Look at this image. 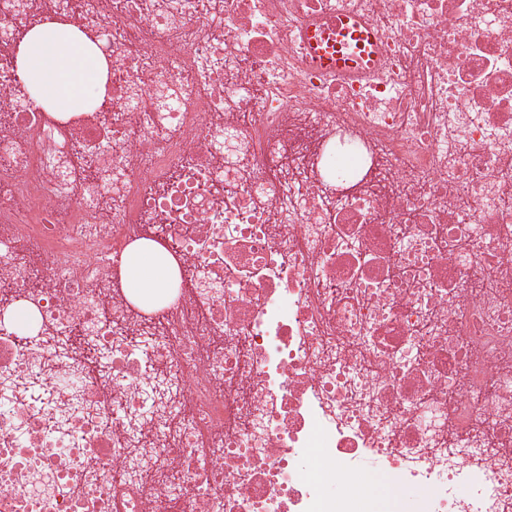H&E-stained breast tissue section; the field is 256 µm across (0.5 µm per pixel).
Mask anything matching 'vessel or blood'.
I'll use <instances>...</instances> for the list:
<instances>
[{
    "mask_svg": "<svg viewBox=\"0 0 512 512\" xmlns=\"http://www.w3.org/2000/svg\"><path fill=\"white\" fill-rule=\"evenodd\" d=\"M336 30L340 35H351L353 40L363 43L365 50L359 54L341 51L338 44L327 41L316 28H308L306 39L313 63L319 70L354 72L375 65V35L369 26L359 23L355 18L342 17L336 21Z\"/></svg>",
    "mask_w": 512,
    "mask_h": 512,
    "instance_id": "b4317fda",
    "label": "vessel or blood"
}]
</instances>
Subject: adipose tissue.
<instances>
[{
  "instance_id": "adipose-tissue-1",
  "label": "adipose tissue",
  "mask_w": 512,
  "mask_h": 512,
  "mask_svg": "<svg viewBox=\"0 0 512 512\" xmlns=\"http://www.w3.org/2000/svg\"><path fill=\"white\" fill-rule=\"evenodd\" d=\"M91 42L76 28L57 22L19 35L17 64L33 99L50 116L63 117L82 109L85 100L106 102L107 65L93 58ZM173 258L151 240L135 243L124 262L125 287L133 302L165 286Z\"/></svg>"
}]
</instances>
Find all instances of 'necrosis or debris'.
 I'll use <instances>...</instances> for the list:
<instances>
[{"label": "necrosis or debris", "instance_id": "necrosis-or-debris-1", "mask_svg": "<svg viewBox=\"0 0 512 512\" xmlns=\"http://www.w3.org/2000/svg\"><path fill=\"white\" fill-rule=\"evenodd\" d=\"M342 15L376 69L313 66ZM53 21L106 107L30 98ZM507 196L512 0H0V512H512ZM17 64L33 99L52 117L81 112L82 102H106L107 65L93 59L94 45L76 28L57 22L19 35ZM167 266L176 267V263L159 244L151 240L135 243L124 262L129 298L139 304L144 297L164 288L170 275Z\"/></svg>", "mask_w": 512, "mask_h": 512}]
</instances>
